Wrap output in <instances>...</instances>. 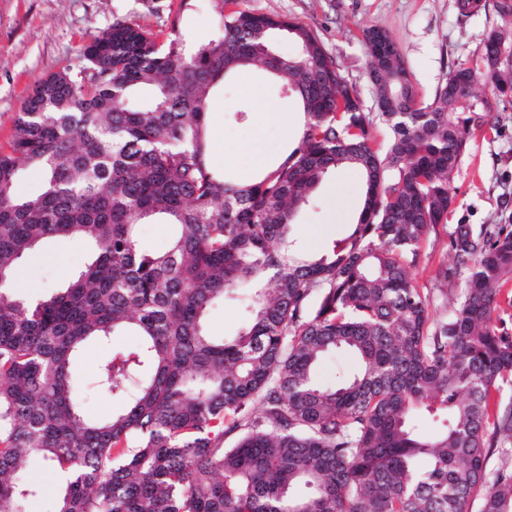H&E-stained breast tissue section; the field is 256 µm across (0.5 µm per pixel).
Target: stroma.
I'll return each instance as SVG.
<instances>
[{"label":"stroma","instance_id":"stroma-1","mask_svg":"<svg viewBox=\"0 0 512 512\" xmlns=\"http://www.w3.org/2000/svg\"><path fill=\"white\" fill-rule=\"evenodd\" d=\"M500 4L481 0L477 11L464 14L457 0H243L255 12L288 18L317 32L370 113L377 106L368 77L366 29H382L395 40L413 85L429 99L451 69L478 59L490 33L500 34L512 47V13L502 12ZM117 19L167 33L177 25L199 43L216 33L212 9L201 6L185 13L180 0H0V145L33 84L64 67L78 66L85 42ZM476 92L487 96L484 86ZM487 98L488 121L472 128L465 155L450 175L455 201L448 221L437 226L420 250L415 268L419 284L429 285L438 271L454 267L447 248L449 225L512 224V96ZM260 100L280 112L297 109L294 96L256 69L220 85L213 98L207 158L228 179L249 178L250 151L263 153L274 164L284 160L295 142L281 127L266 124L251 145L242 144L240 130L255 122ZM361 194L359 176L339 170L325 178L315 204L302 209L293 227L305 253H321L347 233ZM89 253V245L75 239L45 242L16 268L19 294L35 297L65 287ZM134 343V336L124 333L88 344L74 370L92 381L112 351Z\"/></svg>","mask_w":512,"mask_h":512}]
</instances>
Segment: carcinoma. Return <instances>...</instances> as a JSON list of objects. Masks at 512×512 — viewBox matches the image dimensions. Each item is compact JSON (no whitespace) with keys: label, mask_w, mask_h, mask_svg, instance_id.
Listing matches in <instances>:
<instances>
[{"label":"carcinoma","mask_w":512,"mask_h":512,"mask_svg":"<svg viewBox=\"0 0 512 512\" xmlns=\"http://www.w3.org/2000/svg\"><path fill=\"white\" fill-rule=\"evenodd\" d=\"M211 2L202 46L175 25L162 41L113 21L81 65L34 84L0 146V512L41 496L24 480L35 457L64 476L51 512H512V314L499 315L512 308V224L451 227L468 270L457 290L446 269L429 288L413 273L484 119L474 87L507 95L501 36L429 103L393 80L381 113L393 137L378 151L316 33ZM279 33L295 53L276 50ZM306 66L329 83L299 87ZM250 68L291 92L305 123L281 163L236 183L206 163L208 115L218 84ZM25 166L44 172L34 198L14 193ZM339 168L362 176L357 222L307 255L295 217ZM156 218L175 228L159 254L139 241ZM56 237L88 242L91 258L67 287L20 298L16 267ZM226 299L245 310L231 339L204 323ZM124 332L137 343L96 374L121 409L89 419L74 360ZM339 352L352 367L325 383L320 365ZM421 411L444 424L425 433Z\"/></svg>","instance_id":"1"}]
</instances>
